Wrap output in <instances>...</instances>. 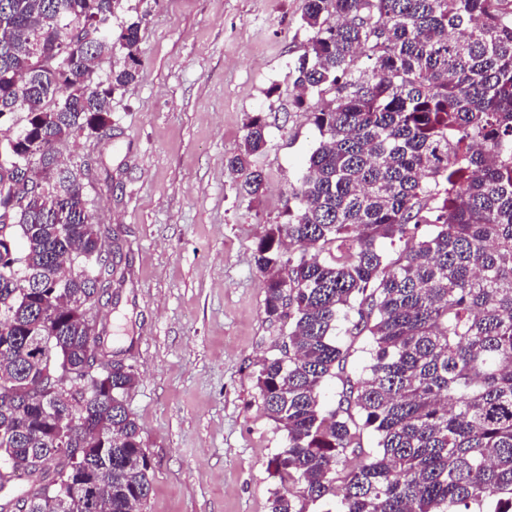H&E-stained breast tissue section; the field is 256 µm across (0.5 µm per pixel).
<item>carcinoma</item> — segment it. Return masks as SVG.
<instances>
[{
  "label": "carcinoma",
  "mask_w": 512,
  "mask_h": 512,
  "mask_svg": "<svg viewBox=\"0 0 512 512\" xmlns=\"http://www.w3.org/2000/svg\"><path fill=\"white\" fill-rule=\"evenodd\" d=\"M116 2L0 0V118L29 128L0 170L41 186L0 218V490L28 477L0 512H59L80 468L98 512H141L152 486L127 406L136 368L106 377L89 355L85 310L117 264L58 151L104 128L136 81L134 66L97 73L112 51H138ZM301 19L312 36L294 105L321 141L254 255L279 331L255 372L283 440L269 512H512V0H303ZM78 25L101 34L76 60L65 40ZM266 128L250 117L225 164L253 199ZM423 224L434 231L418 238ZM341 323L369 338L358 375ZM57 365L85 382L45 396Z\"/></svg>",
  "instance_id": "1"
}]
</instances>
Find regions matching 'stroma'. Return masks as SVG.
<instances>
[{
	"instance_id": "1",
	"label": "stroma",
	"mask_w": 512,
	"mask_h": 512,
	"mask_svg": "<svg viewBox=\"0 0 512 512\" xmlns=\"http://www.w3.org/2000/svg\"><path fill=\"white\" fill-rule=\"evenodd\" d=\"M140 25L136 81L108 124L59 147L121 249L123 279L96 309L106 351L133 364L128 406L153 463L142 512H268L280 436L254 373L278 331L264 320L254 261L320 135L294 107L311 36L302 0H119ZM262 195L225 168L255 114Z\"/></svg>"
}]
</instances>
